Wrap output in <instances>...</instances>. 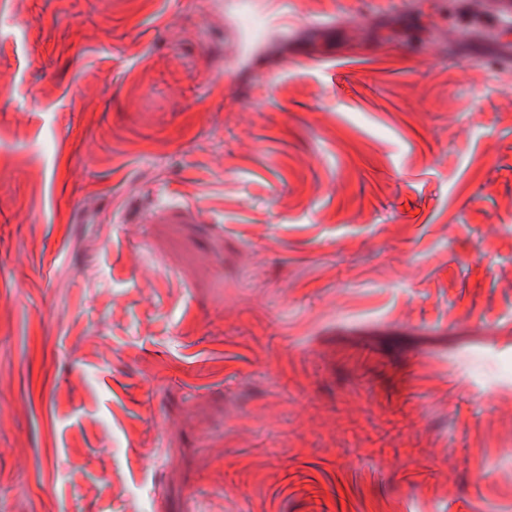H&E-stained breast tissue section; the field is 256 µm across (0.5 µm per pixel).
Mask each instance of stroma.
<instances>
[{
	"label": "stroma",
	"instance_id": "1",
	"mask_svg": "<svg viewBox=\"0 0 512 512\" xmlns=\"http://www.w3.org/2000/svg\"><path fill=\"white\" fill-rule=\"evenodd\" d=\"M481 361L497 0H0V512H512Z\"/></svg>",
	"mask_w": 512,
	"mask_h": 512
}]
</instances>
